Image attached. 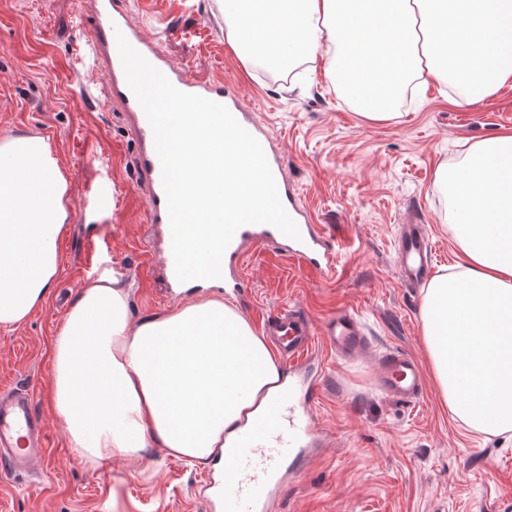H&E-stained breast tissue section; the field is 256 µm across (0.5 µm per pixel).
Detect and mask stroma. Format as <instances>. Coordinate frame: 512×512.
<instances>
[{
	"label": "stroma",
	"mask_w": 512,
	"mask_h": 512,
	"mask_svg": "<svg viewBox=\"0 0 512 512\" xmlns=\"http://www.w3.org/2000/svg\"><path fill=\"white\" fill-rule=\"evenodd\" d=\"M174 64L195 76H223L281 151L336 251L335 272L317 279L285 259L249 248V295L236 309L255 328L295 307L314 324L336 309L357 311L367 350L347 360L324 352V380L312 426L330 446L312 449L283 484L270 512H512V431L488 436L451 417L433 381L411 402L375 387L379 358L398 349L426 364L423 289L403 286L394 242L399 225L423 224L438 268L457 259L440 168L461 164L474 142L512 130V81L484 100L456 107L446 85L403 93L386 121L360 115L341 87L315 70L265 74L226 41L218 0H122ZM91 30L77 0H0V137L50 142L68 181L71 216L57 242L58 282L22 325L0 329V387L36 383L47 423L38 475L0 472V512H210L193 464L162 449L101 469L70 448L45 395L51 339L83 281L114 271L132 283L134 317L175 307L147 269L154 229L146 221L138 145L120 104H107L108 79L81 43Z\"/></svg>",
	"instance_id": "stroma-1"
}]
</instances>
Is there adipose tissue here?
I'll return each mask as SVG.
<instances>
[{"mask_svg": "<svg viewBox=\"0 0 512 512\" xmlns=\"http://www.w3.org/2000/svg\"><path fill=\"white\" fill-rule=\"evenodd\" d=\"M228 42L288 71L326 58L353 74L346 95L393 118L408 83L456 85V105L512 80V0H224ZM43 174H28L30 161ZM458 259L422 300V342L449 414L484 434L512 431V133L473 143L442 171ZM68 183L39 135L0 139V327L25 322L55 288ZM120 276L88 279L57 329L46 395L71 448L109 466L162 448L205 463L281 392L266 338L223 298L133 320Z\"/></svg>", "mask_w": 512, "mask_h": 512, "instance_id": "adipose-tissue-1", "label": "adipose tissue"}]
</instances>
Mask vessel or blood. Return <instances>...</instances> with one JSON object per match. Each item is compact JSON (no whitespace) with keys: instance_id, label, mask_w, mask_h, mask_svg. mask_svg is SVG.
Masks as SVG:
<instances>
[{"instance_id":"obj_1","label":"vessel or blood","mask_w":512,"mask_h":512,"mask_svg":"<svg viewBox=\"0 0 512 512\" xmlns=\"http://www.w3.org/2000/svg\"><path fill=\"white\" fill-rule=\"evenodd\" d=\"M80 11L90 15L93 22V36L88 46L93 58L100 61L107 72L108 97L119 102L133 118L132 135L138 144L137 165L148 178L145 197L148 221L160 225L163 233V257L158 275L168 287L183 292L220 289L225 295L244 298L248 280L243 257L250 246L273 248L279 256L306 273L319 277L329 275L335 268L330 239L289 183L282 155L275 149L266 128L246 110L237 89L222 78L196 77L185 67L170 63L164 57L159 41L147 38L128 11L120 8L115 0H80ZM121 36L179 90L224 104L260 142L281 201L299 229V239H291L269 224L244 225L237 230L224 253L221 278L179 283L154 134L129 87L117 45ZM396 253L401 281L413 288L423 286L431 275L435 257V246L426 225H401ZM266 327L276 345L292 362L288 371V390L246 424L231 449L224 453L223 472L211 488L220 512H268L269 503L281 484L284 464L300 462L307 448L314 445L308 410L310 396L322 374L301 370L300 365L311 358L315 344L323 343L338 358L347 359L367 343L360 318L347 309L336 311L319 332L309 320L292 310L278 313L268 320ZM424 383L421 367L408 353L391 350L384 355L377 374V386L385 396L412 401L420 397ZM44 448L43 422L35 408L30 386L1 389L0 470L15 477L28 475Z\"/></svg>"}]
</instances>
